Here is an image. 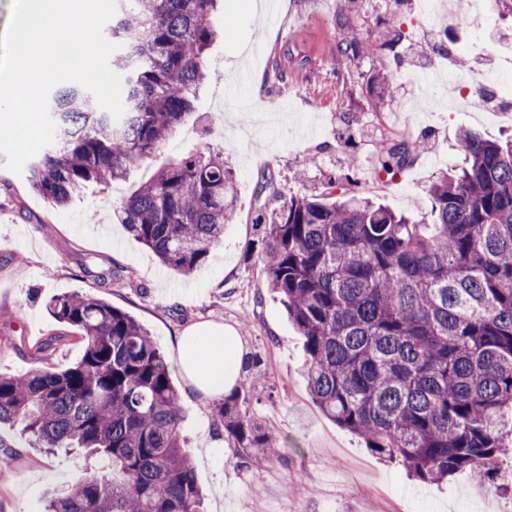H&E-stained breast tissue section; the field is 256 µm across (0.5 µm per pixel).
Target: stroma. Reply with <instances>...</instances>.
Listing matches in <instances>:
<instances>
[{
    "label": "stroma",
    "instance_id": "stroma-1",
    "mask_svg": "<svg viewBox=\"0 0 512 512\" xmlns=\"http://www.w3.org/2000/svg\"><path fill=\"white\" fill-rule=\"evenodd\" d=\"M338 0H224L213 17L221 37L206 62L209 81L197 101V120L185 124L159 152L154 166L133 171L112 187L90 186L63 208L34 193L25 175L7 169L0 154V372L66 368L83 355L75 329L57 323L49 297L92 294L133 315L175 360L176 338L203 321L240 336L243 352L259 368L242 371L251 416L277 441L282 456L240 462L214 426L216 398L195 393L179 369L171 371L184 420L182 435L203 492L204 512H512V458L498 474L474 479L463 473L442 483L409 479L364 441L326 418L313 404L304 378L303 338L247 251L258 242L262 205L257 188L273 175L278 203L323 192L330 178L345 191L389 205L431 223L430 188L449 168L464 163L461 132L485 140H512V85L492 100L493 111L392 112L378 104L380 87H392L395 103L409 104L411 81L422 75L438 99L456 93L439 76L465 57L479 71L512 70V15L490 11L481 29L466 13H453L448 52L431 45L440 28L424 17V0L401 6L358 0L344 27L348 37L379 41L391 26L404 38L405 65L387 58L336 57ZM287 58L288 78L273 77L276 59ZM248 67L232 108H225L224 75ZM399 135L429 138L430 149L389 182L379 181L378 145ZM220 150L236 177L238 211L224 227V242L188 275L161 266L154 254L112 219L117 197L146 181L155 165L185 152ZM0 444L13 472L0 476V512H36L46 489L64 487L97 467L76 453L49 455L36 442L0 425Z\"/></svg>",
    "mask_w": 512,
    "mask_h": 512
}]
</instances>
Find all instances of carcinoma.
<instances>
[{
    "mask_svg": "<svg viewBox=\"0 0 512 512\" xmlns=\"http://www.w3.org/2000/svg\"><path fill=\"white\" fill-rule=\"evenodd\" d=\"M218 0H115L125 111L118 120L77 84L48 99L55 143L30 159L31 190L56 207L109 187L152 160L195 112L209 79ZM399 30L380 49L392 53ZM372 46L342 34L339 57ZM466 165L432 185L434 232L367 198L292 197L259 215L258 260L304 339V375L322 413L409 475L439 483L489 476L512 454V142L465 134ZM382 171L411 166L414 144L379 147ZM238 209L224 151L175 159L114 208L118 223L169 269L191 273ZM84 353L62 370L0 374V424L50 452L80 450L108 466L49 491L41 512H202L180 430L182 407L163 352L133 316L91 294L52 297ZM246 388L214 408L236 457L276 454L252 422Z\"/></svg>",
    "mask_w": 512,
    "mask_h": 512,
    "instance_id": "obj_1",
    "label": "carcinoma"
}]
</instances>
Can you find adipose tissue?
<instances>
[{"label":"adipose tissue","instance_id":"1","mask_svg":"<svg viewBox=\"0 0 512 512\" xmlns=\"http://www.w3.org/2000/svg\"><path fill=\"white\" fill-rule=\"evenodd\" d=\"M242 343L223 326L201 324L176 341V365L195 392L213 397L230 391L238 377Z\"/></svg>","mask_w":512,"mask_h":512}]
</instances>
